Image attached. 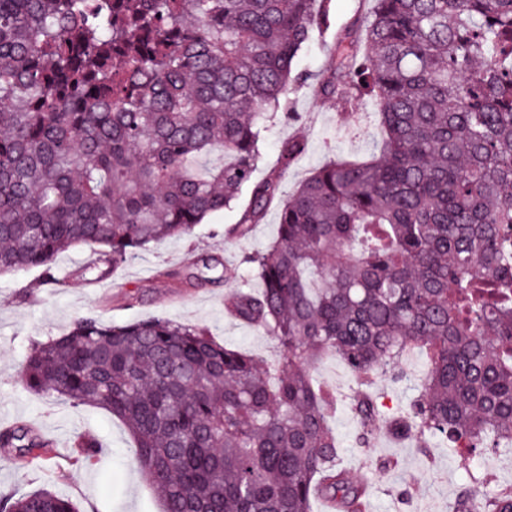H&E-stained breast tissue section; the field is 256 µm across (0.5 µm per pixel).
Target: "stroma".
<instances>
[{
	"label": "stroma",
	"instance_id": "1",
	"mask_svg": "<svg viewBox=\"0 0 512 512\" xmlns=\"http://www.w3.org/2000/svg\"><path fill=\"white\" fill-rule=\"evenodd\" d=\"M288 112L278 116L262 148L257 177L268 174L283 139L304 137L306 153L282 184L291 192L332 155L350 159L372 156L382 138L373 106L342 105L315 99L308 88L287 96ZM238 209L216 213L192 236L168 239L140 250L95 285L76 271L90 254L78 248L54 262L55 281L43 283L40 271L0 274V429L29 423L52 437L50 457L25 468L13 454L0 450V495L51 485L68 497L78 512H159V501L140 472L135 450L123 425L100 409L72 408L68 403L25 389L20 372L32 341L65 333L78 318L93 315L113 323L160 317L205 328L226 346L245 351L266 364L278 357L274 342L259 328L224 313L225 298L247 286L245 255L265 249L278 232L279 210L271 208L262 224L242 239L226 237ZM177 271L174 279L157 278L159 268ZM405 380L380 376L375 388L382 409L392 413L409 405L426 368L419 351L400 364ZM317 380L334 389L338 399L333 426L340 444V463L352 477L369 476L372 512H416L428 504L432 512H453L460 488L479 479V491L512 488V450L497 448L463 459L440 440L420 446L417 438L397 440L374 435L360 447V428L351 412L355 376L338 357L316 366ZM86 434L101 445L92 460L70 461L72 437Z\"/></svg>",
	"mask_w": 512,
	"mask_h": 512
}]
</instances>
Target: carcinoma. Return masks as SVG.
Listing matches in <instances>:
<instances>
[{
	"instance_id": "obj_1",
	"label": "carcinoma",
	"mask_w": 512,
	"mask_h": 512,
	"mask_svg": "<svg viewBox=\"0 0 512 512\" xmlns=\"http://www.w3.org/2000/svg\"><path fill=\"white\" fill-rule=\"evenodd\" d=\"M333 43L317 96L369 100L383 129L367 161L332 157L280 199L304 151L281 143L254 173L267 123L304 85L303 54L331 0H0V273L55 281L56 257L89 246L118 268L249 201L248 236L280 203L277 238L245 258L261 291L235 317L278 348L271 371L203 328L93 316L35 341L25 386L102 409L133 440L160 512H362L337 465L336 395L310 366L343 357L353 411L377 432L443 437L464 452L512 447V0H372ZM219 162L202 167V157ZM424 351L420 393L388 417L366 389ZM53 442L20 425L0 448L26 465ZM73 463L99 444L78 434ZM0 512H76L51 486ZM454 512H512V488Z\"/></svg>"
}]
</instances>
